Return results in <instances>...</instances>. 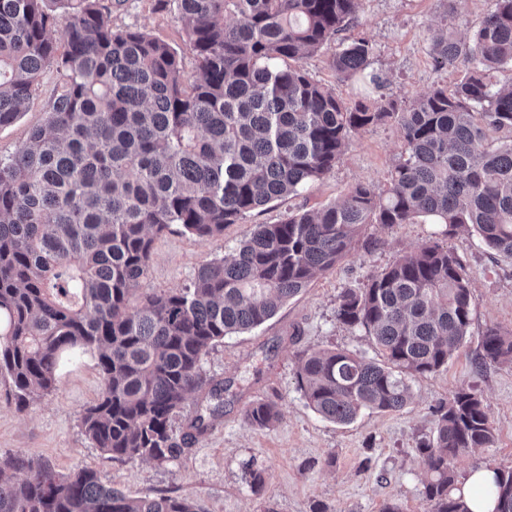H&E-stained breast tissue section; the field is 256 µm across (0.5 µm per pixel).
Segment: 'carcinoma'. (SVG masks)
I'll return each mask as SVG.
<instances>
[{"label":"carcinoma","mask_w":512,"mask_h":512,"mask_svg":"<svg viewBox=\"0 0 512 512\" xmlns=\"http://www.w3.org/2000/svg\"><path fill=\"white\" fill-rule=\"evenodd\" d=\"M175 6L196 70L140 28L115 29L100 0H0V127L16 121L47 68L58 75L45 122L0 158V376L19 408L56 390L80 354L101 390L81 416L94 447L118 462H174L223 415L224 385L199 405L192 431L172 422L202 389V360L224 337L257 327L361 247L371 224L424 218L451 237L474 230L512 259V0H497L473 38L431 40L440 67H463L450 91L408 104L381 95L345 102L297 65L339 41L332 66L382 87L372 43L339 38L358 0H159ZM63 27L66 49L51 33ZM394 122L402 151L387 188L352 186L317 210L257 224L235 253L202 264L192 284L145 293L155 239L171 225L201 240L327 176L355 131ZM462 261L434 242L406 252L363 288L337 298L336 319L372 337L379 358L327 349L300 358L296 384L321 418L350 424L400 411L409 380L447 369L470 325ZM485 364H512V332L488 328ZM420 444L428 512H471L453 461L491 448L481 396L456 390L433 408ZM276 401L253 402L246 423L270 428ZM22 474L5 476V470ZM484 494L512 512V470ZM0 512H200L186 498H130L92 468L63 474L27 455L0 463Z\"/></svg>","instance_id":"cac0c4a2"}]
</instances>
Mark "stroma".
I'll list each match as a JSON object with an SVG mask.
<instances>
[{"label": "stroma", "instance_id": "1", "mask_svg": "<svg viewBox=\"0 0 512 512\" xmlns=\"http://www.w3.org/2000/svg\"><path fill=\"white\" fill-rule=\"evenodd\" d=\"M113 27H138L175 48L186 72L197 61L173 8L158 0H103ZM496 0H359L351 35L373 44L370 68L384 80L382 93L400 102L436 87L453 88L462 70L438 67L430 55L435 31L472 37ZM337 49L328 43L303 58L314 80L336 89L345 101L360 87L331 64ZM57 77L45 70L25 111L0 127V156L12 154L30 132L43 124L51 107ZM402 146L392 122L353 133L335 168L299 194L272 201L205 241L171 226L156 238L144 282L152 293L188 285L205 262L231 256L257 224H275L287 214L319 209L340 201L356 183L386 186ZM369 235L380 239L372 252L357 250L335 268L315 276L264 324L225 337L210 348L202 369L208 384H227L224 414L213 421L198 443L177 461L121 463L94 448L81 429L84 408L99 392L94 358L67 364L55 391L18 408L8 381L0 378V455L23 453L68 473L81 467L132 497L160 495L187 498L203 512H383L396 504L400 512H427L423 468L417 453L435 433L433 407L461 386L479 393L496 433L494 447L460 456L454 463L458 481L479 468L512 469V365L481 366V340L487 328L512 331V259L495 255L477 237L457 235L447 245L460 257L474 294L467 336L445 371L412 380L411 402L398 412H366L349 425L322 419L306 404L295 380L299 357L321 349L346 350L369 357L376 351L364 330L336 319V301L347 288H362L404 252L435 240L432 224H374ZM275 400L281 411L268 429L249 426L244 410L253 401ZM266 471L261 493H252L246 466Z\"/></svg>", "mask_w": 512, "mask_h": 512}]
</instances>
